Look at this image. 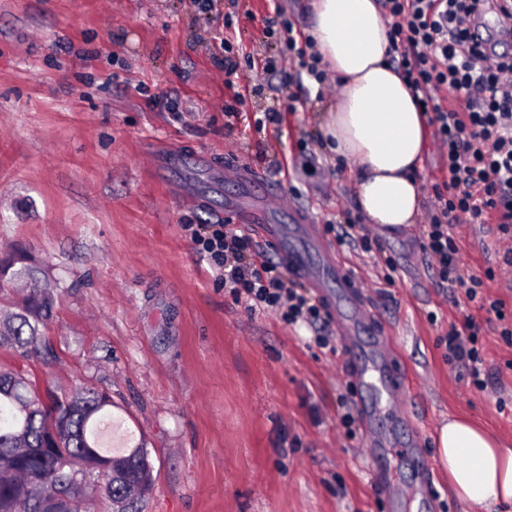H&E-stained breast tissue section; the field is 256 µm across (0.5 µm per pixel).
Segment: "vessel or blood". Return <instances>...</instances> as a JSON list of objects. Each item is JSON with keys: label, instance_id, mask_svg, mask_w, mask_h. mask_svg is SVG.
Wrapping results in <instances>:
<instances>
[{"label": "vessel or blood", "instance_id": "1", "mask_svg": "<svg viewBox=\"0 0 512 512\" xmlns=\"http://www.w3.org/2000/svg\"><path fill=\"white\" fill-rule=\"evenodd\" d=\"M243 220L248 230L272 247L293 279L307 281L317 289L334 318L348 356L347 378L366 394L359 402L358 413L371 448L370 479L379 491H386V484L379 478V462L388 450L373 434L376 411L372 401L383 396L393 407H401L406 386L382 347L385 334L377 326L370 298L361 291L351 269L330 251L317 225L273 224L258 208L246 211Z\"/></svg>", "mask_w": 512, "mask_h": 512}]
</instances>
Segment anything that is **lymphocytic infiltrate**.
Returning <instances> with one entry per match:
<instances>
[{
    "label": "lymphocytic infiltrate",
    "mask_w": 512,
    "mask_h": 512,
    "mask_svg": "<svg viewBox=\"0 0 512 512\" xmlns=\"http://www.w3.org/2000/svg\"><path fill=\"white\" fill-rule=\"evenodd\" d=\"M379 2L388 25L389 62L426 116L442 159L441 176L432 184L426 206L428 230L422 248L434 264L438 286H465L467 301L494 316L502 339L511 343L512 311L505 300L482 291L485 280L494 279V270L486 269L480 277L462 276L451 230L458 224L494 225L499 238L511 243L502 261L512 268V54L487 51L472 40L479 0ZM263 23L267 34L283 44L279 56L265 58L263 71L278 79L287 94L265 109L255 127L279 129L296 110L297 97L289 88L302 75H310L321 92L333 86L312 36L295 33L277 9ZM444 90L453 93V105L440 99ZM185 231L234 297H246L251 308L273 312L286 324H305L319 347L330 344L331 318L323 304L299 291L270 247L226 224H189ZM480 333V322L469 315L461 325H449L444 338L449 363L478 388L484 362Z\"/></svg>",
    "instance_id": "lymphocytic-infiltrate-1"
}]
</instances>
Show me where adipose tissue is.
Segmentation results:
<instances>
[{
	"label": "adipose tissue",
	"instance_id": "1",
	"mask_svg": "<svg viewBox=\"0 0 512 512\" xmlns=\"http://www.w3.org/2000/svg\"><path fill=\"white\" fill-rule=\"evenodd\" d=\"M311 34L341 94L326 122L336 155L359 168L358 198L370 223L397 230L417 218L414 172L427 143L426 118L387 62L388 27L377 0H313ZM439 463L471 512L512 504V448L465 418L438 431Z\"/></svg>",
	"mask_w": 512,
	"mask_h": 512
}]
</instances>
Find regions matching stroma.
Here are the masks:
<instances>
[{
    "instance_id": "stroma-1",
    "label": "stroma",
    "mask_w": 512,
    "mask_h": 512,
    "mask_svg": "<svg viewBox=\"0 0 512 512\" xmlns=\"http://www.w3.org/2000/svg\"><path fill=\"white\" fill-rule=\"evenodd\" d=\"M267 0H219L204 17L191 0H0V253L19 249L58 281L40 382H92L111 396L113 445L145 442L154 483L144 512H470L435 469V492L402 448L385 460L384 503L367 472L341 337L317 347L308 327L248 311L186 237L187 224H237L255 169H288L263 204L281 224L295 213L325 225L359 215L355 168L338 169L323 126L335 96L302 77L281 139L256 131L270 91L247 97L237 121L217 65L221 41L274 54ZM234 12V29L223 15ZM176 97L178 111L168 108ZM317 157L302 167L298 136ZM181 166H166L170 149ZM382 256L339 246L375 303L408 376L409 421L436 460L435 434L463 416L512 441V345L463 288H439L424 224L373 227ZM464 275L499 264L495 235L454 228ZM475 314L484 323L485 386L459 378L440 339Z\"/></svg>"
}]
</instances>
